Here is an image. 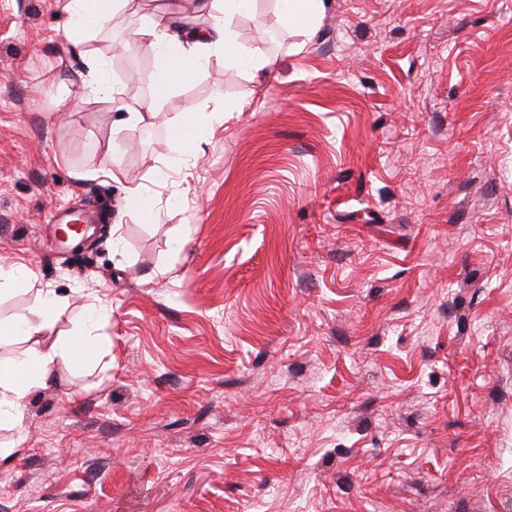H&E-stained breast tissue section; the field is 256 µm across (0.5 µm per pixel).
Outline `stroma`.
I'll list each match as a JSON object with an SVG mask.
<instances>
[{
    "instance_id": "35a3bbf8",
    "label": "stroma",
    "mask_w": 512,
    "mask_h": 512,
    "mask_svg": "<svg viewBox=\"0 0 512 512\" xmlns=\"http://www.w3.org/2000/svg\"><path fill=\"white\" fill-rule=\"evenodd\" d=\"M63 5L0 0V320L95 298L105 355L0 429V512H512V0H329L306 39L256 0L264 71L212 57L147 125L85 80L140 108L167 0L77 45ZM211 113L206 112H200L196 116L192 118L185 119L183 122L177 124L174 126V138L177 142L182 144V146L189 151L195 150L199 145V133L201 128L211 120ZM184 126H189L194 134L192 135V138L189 141H184L180 136V130Z\"/></svg>"
}]
</instances>
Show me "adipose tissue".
<instances>
[{
    "label": "adipose tissue",
    "mask_w": 512,
    "mask_h": 512,
    "mask_svg": "<svg viewBox=\"0 0 512 512\" xmlns=\"http://www.w3.org/2000/svg\"><path fill=\"white\" fill-rule=\"evenodd\" d=\"M184 0H169L166 11L150 18L128 33V41L136 48L150 52L156 61L158 80L166 89L191 79L206 67L213 56L259 72L269 64L265 53L241 47L232 27L235 16L247 13L253 0H211L215 21L191 35H183L176 22L184 11ZM123 0H67L66 10L72 18L71 31L80 36L106 25ZM283 23L297 34L306 36L317 27L325 13V0H279ZM53 292H45L39 307L18 314L8 322H0V342L33 341L32 351L16 358L0 361V424H20L26 398L48 384V368L64 360L93 367L104 356L92 323L100 312L98 302L86 307L84 323L73 335L48 338L44 334L50 310L59 305Z\"/></svg>",
    "instance_id": "ef3b65f1"
}]
</instances>
